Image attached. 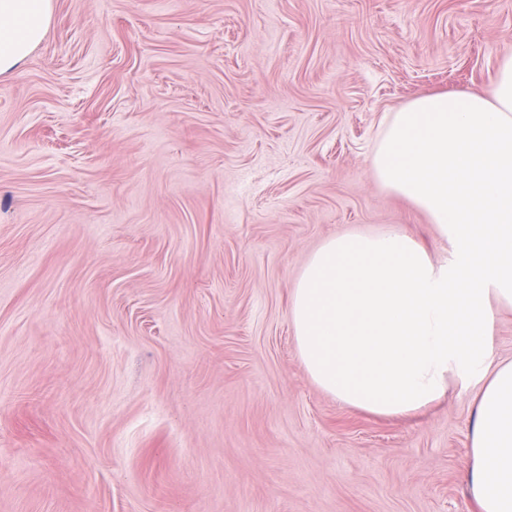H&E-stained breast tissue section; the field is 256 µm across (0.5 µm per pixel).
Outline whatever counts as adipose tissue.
<instances>
[{
	"mask_svg": "<svg viewBox=\"0 0 512 512\" xmlns=\"http://www.w3.org/2000/svg\"><path fill=\"white\" fill-rule=\"evenodd\" d=\"M53 11V0H0L1 76ZM371 165L453 256L435 260L396 229L327 239L290 286L297 355L320 390L383 417L432 407L449 378L475 379L466 486L478 512H512V361L493 349V309L512 308V55L490 92L431 93L386 113Z\"/></svg>",
	"mask_w": 512,
	"mask_h": 512,
	"instance_id": "1",
	"label": "adipose tissue"
}]
</instances>
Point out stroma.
<instances>
[{
    "instance_id": "35a3bbf8",
    "label": "stroma",
    "mask_w": 512,
    "mask_h": 512,
    "mask_svg": "<svg viewBox=\"0 0 512 512\" xmlns=\"http://www.w3.org/2000/svg\"><path fill=\"white\" fill-rule=\"evenodd\" d=\"M512 0H55L0 76V512H477V386L380 418L299 361L289 288L397 227L384 113L488 90Z\"/></svg>"
}]
</instances>
